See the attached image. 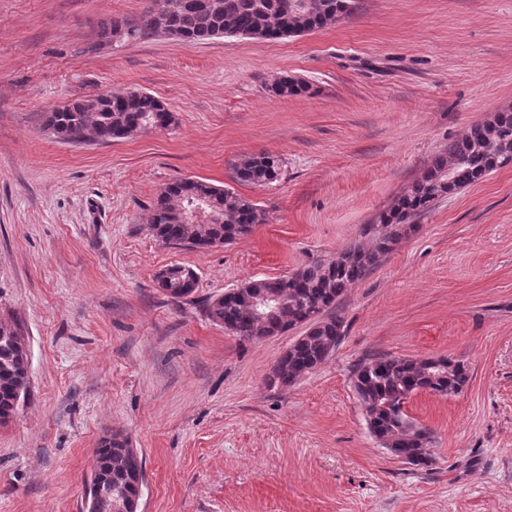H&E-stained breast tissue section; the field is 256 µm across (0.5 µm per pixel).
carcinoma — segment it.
Returning <instances> with one entry per match:
<instances>
[{"label":"carcinoma","instance_id":"cac0c4a2","mask_svg":"<svg viewBox=\"0 0 512 512\" xmlns=\"http://www.w3.org/2000/svg\"><path fill=\"white\" fill-rule=\"evenodd\" d=\"M355 0H153V31L172 34L187 44L217 37L282 39L302 35L351 15ZM138 39L145 31L134 21L112 18L100 27V37ZM276 97L306 95L312 86L284 77L269 87ZM174 117L156 97L138 91H114L109 100L93 96L70 109L62 107L44 116V126L64 141L82 144L87 135L107 143L150 129H167ZM512 159V109L470 126L434 156L421 176L380 212L367 226L368 242H354L328 260L313 262L272 284L250 280L206 301L208 317L243 341L277 336L297 325L306 331L282 353L268 375L270 386L286 387L322 365L343 336V321L329 313L347 288L365 279L400 241L415 231L413 218L437 199L457 193ZM280 160L260 153L244 159L236 178L256 186L270 184L280 174ZM198 196L213 199L218 220L186 224L182 215ZM264 221L263 212L248 198L222 186L188 178L168 184L152 206L151 233L172 245L206 248L216 239L231 242L248 235ZM157 288L177 301L195 291L185 285L156 278ZM273 287L280 299L270 314L258 315L253 298ZM29 358L23 331L14 320L0 318V423L16 415L29 387ZM469 381L464 362L447 356L413 359L389 354L358 364L353 387L363 407L370 433L384 448L397 449L402 462L416 467L433 463V432L408 412L413 395L427 392L448 398L462 392ZM143 457L118 434L95 449L91 484L84 499L85 512H111L99 499L94 481L100 478L126 499L137 496L143 479Z\"/></svg>","mask_w":512,"mask_h":512}]
</instances>
